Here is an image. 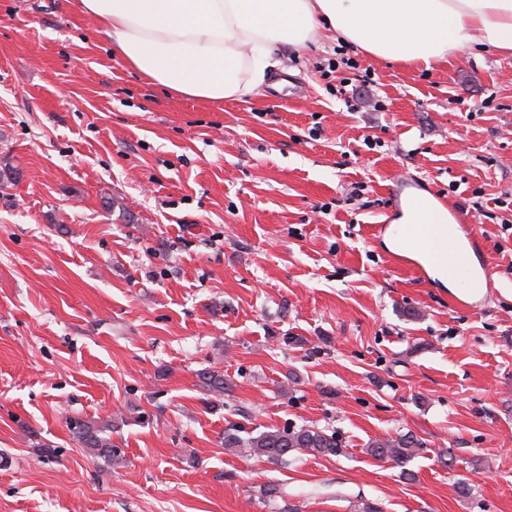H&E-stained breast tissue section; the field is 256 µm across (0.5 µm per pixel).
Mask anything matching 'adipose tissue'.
<instances>
[{
    "instance_id": "1",
    "label": "adipose tissue",
    "mask_w": 512,
    "mask_h": 512,
    "mask_svg": "<svg viewBox=\"0 0 512 512\" xmlns=\"http://www.w3.org/2000/svg\"><path fill=\"white\" fill-rule=\"evenodd\" d=\"M150 82L221 103L267 86L278 49L322 35L417 68L484 46L512 54V0H75Z\"/></svg>"
}]
</instances>
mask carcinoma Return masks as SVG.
<instances>
[{"mask_svg": "<svg viewBox=\"0 0 512 512\" xmlns=\"http://www.w3.org/2000/svg\"><path fill=\"white\" fill-rule=\"evenodd\" d=\"M200 382L205 391L219 395L229 388L224 373L218 370L201 373ZM69 426L78 444L89 453L109 462L121 459L120 449L112 443V423L74 418ZM224 447L288 466L302 453L314 457L339 456L344 444L336 432L316 426L273 427L254 433L237 423H230L224 428ZM423 447L424 442L415 435L396 433L371 441L367 453L376 459L405 464Z\"/></svg>", "mask_w": 512, "mask_h": 512, "instance_id": "1", "label": "carcinoma"}]
</instances>
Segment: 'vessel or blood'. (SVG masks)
Masks as SVG:
<instances>
[{
  "instance_id": "1",
  "label": "vessel or blood",
  "mask_w": 512,
  "mask_h": 512,
  "mask_svg": "<svg viewBox=\"0 0 512 512\" xmlns=\"http://www.w3.org/2000/svg\"><path fill=\"white\" fill-rule=\"evenodd\" d=\"M415 207L417 219L411 224L380 225L381 233L392 234L398 241L395 256L405 260L407 253H423L430 266L439 269L451 280L475 284L479 292L473 295L472 307H480L495 291L496 282L488 267L481 237L467 213L449 206L444 198H436L430 208L419 207L415 198H407Z\"/></svg>"
}]
</instances>
